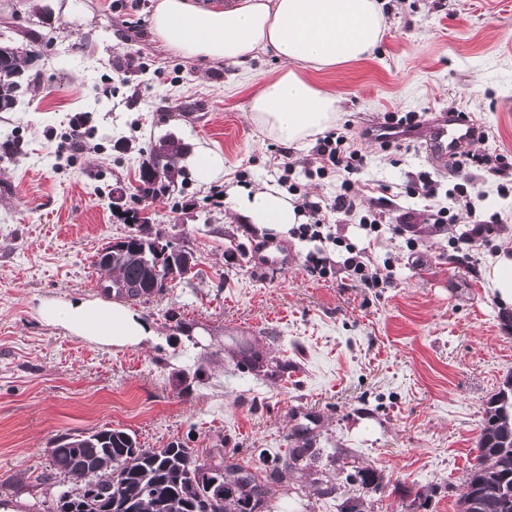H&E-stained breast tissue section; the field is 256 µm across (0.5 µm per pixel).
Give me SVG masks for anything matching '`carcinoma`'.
<instances>
[{"label":"carcinoma","mask_w":512,"mask_h":512,"mask_svg":"<svg viewBox=\"0 0 512 512\" xmlns=\"http://www.w3.org/2000/svg\"><path fill=\"white\" fill-rule=\"evenodd\" d=\"M40 55L38 38L31 37L24 55L9 44L0 45V111L13 109L16 91L27 67ZM181 148L170 142L150 153L140 170L145 195L164 194L177 175ZM171 242L158 233L153 238L129 236L96 255L93 266L108 273L103 291L115 288L114 297L147 301L162 294L170 280L189 281L198 275ZM478 441V455L465 480L462 512H512V375L487 401ZM294 447L282 464L270 468L236 463H202L196 450L179 442L164 448H144L124 429L104 428L88 435L62 434L51 441L45 477L64 476L73 486L61 491L47 512L76 502L92 484L93 498L82 512H255L263 509L275 486L303 463H314L321 449L306 428L292 432ZM345 480L368 491L385 489L382 477L368 467L347 472Z\"/></svg>","instance_id":"1"}]
</instances>
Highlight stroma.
<instances>
[{"label":"stroma","mask_w":512,"mask_h":512,"mask_svg":"<svg viewBox=\"0 0 512 512\" xmlns=\"http://www.w3.org/2000/svg\"><path fill=\"white\" fill-rule=\"evenodd\" d=\"M157 3L0 0V34L42 40L36 87L0 112V512H46L69 487L41 478L60 434L122 428L146 448L178 441L202 460L219 453L251 466L286 455L299 426L323 456L316 475L295 471L277 489L270 512H339L355 496L364 512H461L484 408L512 374V306L486 280L491 258L512 245V190L471 168L473 206L501 221L478 250L459 252L472 227L465 208L443 193L405 194L437 170L422 144L428 127L400 133L389 149L374 132L390 112H464L487 137L458 151L512 159V0H387L370 56L307 73L343 99L335 126L365 157L361 209L382 195L394 202L384 220L400 234L373 241L357 221L336 227L373 267L390 264L389 282L371 289L355 286L331 242L258 228L216 200L232 186L280 183L285 160L298 196L330 201L337 181L315 176L316 139L288 148L247 117L280 60L262 53L230 66L176 54L152 29ZM77 117L87 136L73 148ZM168 139L183 148V172L144 198L141 165ZM202 146L224 164L207 184L194 175ZM443 206L448 224L426 223ZM126 210L139 222L125 221ZM159 230L192 252L199 275L130 303L154 331L143 345L103 347L40 316L50 300L109 303L95 254ZM268 239L287 245L288 269L256 268L252 253ZM310 253L326 257L328 277L307 271ZM348 466L382 475L384 492L346 484ZM316 476L335 494L321 495Z\"/></svg>","instance_id":"stroma-1"}]
</instances>
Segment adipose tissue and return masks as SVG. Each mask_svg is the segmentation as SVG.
<instances>
[{"instance_id": "ef3b65f1", "label": "adipose tissue", "mask_w": 512, "mask_h": 512, "mask_svg": "<svg viewBox=\"0 0 512 512\" xmlns=\"http://www.w3.org/2000/svg\"><path fill=\"white\" fill-rule=\"evenodd\" d=\"M157 37L187 58L241 66L272 52L284 71L251 98L248 117L268 137L301 146L335 123L341 99L305 75L369 56L386 29L383 0H159L152 16ZM232 210L245 221L287 230L302 216L274 185L234 188ZM43 318L106 347H136L149 335L146 323L120 303L47 301Z\"/></svg>"}]
</instances>
